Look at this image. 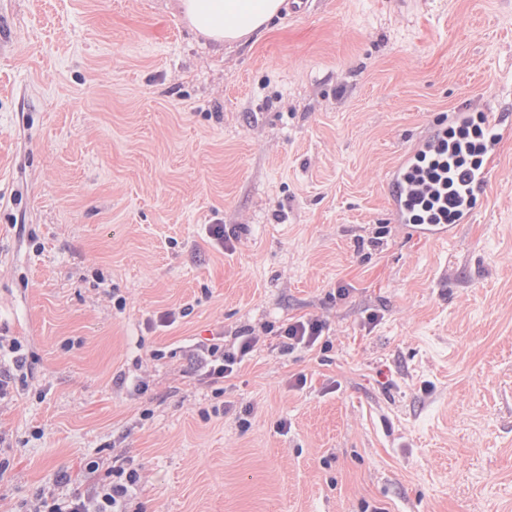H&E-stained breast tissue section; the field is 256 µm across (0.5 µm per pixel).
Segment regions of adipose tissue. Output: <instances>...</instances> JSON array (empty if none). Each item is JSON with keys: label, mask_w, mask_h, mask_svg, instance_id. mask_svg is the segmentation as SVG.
<instances>
[{"label": "adipose tissue", "mask_w": 512, "mask_h": 512, "mask_svg": "<svg viewBox=\"0 0 512 512\" xmlns=\"http://www.w3.org/2000/svg\"><path fill=\"white\" fill-rule=\"evenodd\" d=\"M283 0H179L189 25L214 44H232L263 32L282 14Z\"/></svg>", "instance_id": "1"}]
</instances>
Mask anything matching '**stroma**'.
Listing matches in <instances>:
<instances>
[{
    "label": "stroma",
    "instance_id": "35a3bbf8",
    "mask_svg": "<svg viewBox=\"0 0 512 512\" xmlns=\"http://www.w3.org/2000/svg\"><path fill=\"white\" fill-rule=\"evenodd\" d=\"M177 2L0 0V512L116 463L127 512H512V137L447 234L389 183L512 116V0H306L221 48ZM243 331L215 396L192 357ZM323 324L317 319L298 320L279 329L283 350L312 349L320 340ZM21 351V345L15 341L11 340L9 342H6L4 344V341L2 340V337H0V362H1V370H0V395L3 394L4 387L7 386L9 383L7 379L10 377V371L9 369L2 370V357L6 355V352L9 354H15L11 357L12 364L16 370H20L24 364V358L23 355L19 352Z\"/></svg>",
    "mask_w": 512,
    "mask_h": 512
}]
</instances>
